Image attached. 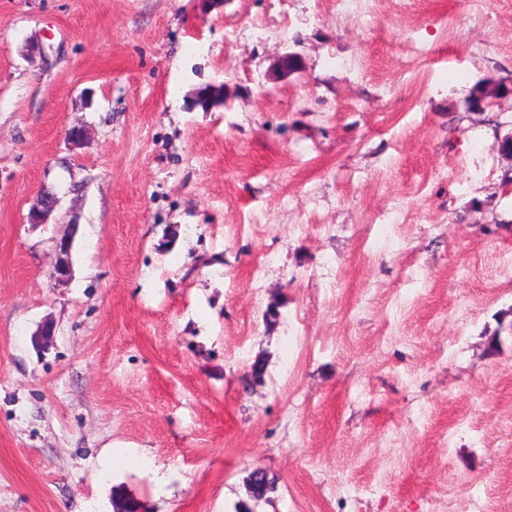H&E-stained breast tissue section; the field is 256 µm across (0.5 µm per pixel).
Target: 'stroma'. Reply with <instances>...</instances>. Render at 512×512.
<instances>
[{
  "label": "stroma",
  "instance_id": "stroma-1",
  "mask_svg": "<svg viewBox=\"0 0 512 512\" xmlns=\"http://www.w3.org/2000/svg\"><path fill=\"white\" fill-rule=\"evenodd\" d=\"M485 82L512 0H0V512H512ZM71 247L72 244L70 237L62 238L57 242L56 248L59 252V259L52 271V277L57 281H67L71 277Z\"/></svg>",
  "mask_w": 512,
  "mask_h": 512
}]
</instances>
